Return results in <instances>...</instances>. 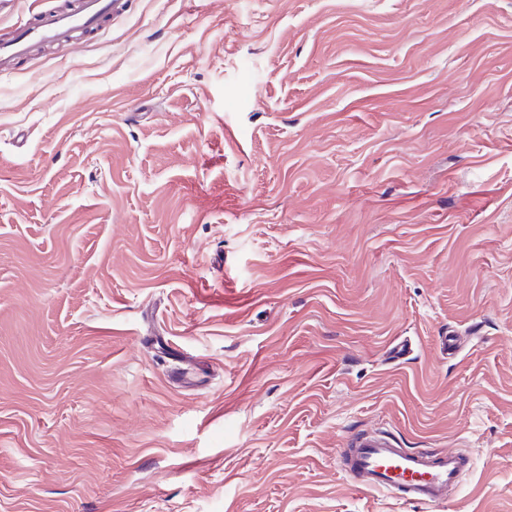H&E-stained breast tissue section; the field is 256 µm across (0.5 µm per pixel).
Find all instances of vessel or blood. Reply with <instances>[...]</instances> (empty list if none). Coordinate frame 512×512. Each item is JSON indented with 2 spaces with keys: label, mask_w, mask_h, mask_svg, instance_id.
I'll return each mask as SVG.
<instances>
[{
  "label": "vessel or blood",
  "mask_w": 512,
  "mask_h": 512,
  "mask_svg": "<svg viewBox=\"0 0 512 512\" xmlns=\"http://www.w3.org/2000/svg\"><path fill=\"white\" fill-rule=\"evenodd\" d=\"M116 5L117 0H77L15 25L0 38V73L8 72L37 45L64 47L75 32L97 30ZM339 461L358 489L393 493L433 507L447 502L448 489L458 483L468 458L456 450L397 448L380 434L364 433L341 449Z\"/></svg>",
  "instance_id": "vessel-or-blood-1"
}]
</instances>
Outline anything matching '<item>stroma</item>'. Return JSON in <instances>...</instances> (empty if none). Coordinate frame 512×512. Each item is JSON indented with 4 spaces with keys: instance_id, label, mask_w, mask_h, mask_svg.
Instances as JSON below:
<instances>
[{
    "instance_id": "stroma-1",
    "label": "stroma",
    "mask_w": 512,
    "mask_h": 512,
    "mask_svg": "<svg viewBox=\"0 0 512 512\" xmlns=\"http://www.w3.org/2000/svg\"><path fill=\"white\" fill-rule=\"evenodd\" d=\"M118 2L0 77V512H512V0ZM339 461L358 489L433 507L447 502L448 488L459 482L468 457L457 450L396 448L378 433H364L340 449Z\"/></svg>"
}]
</instances>
